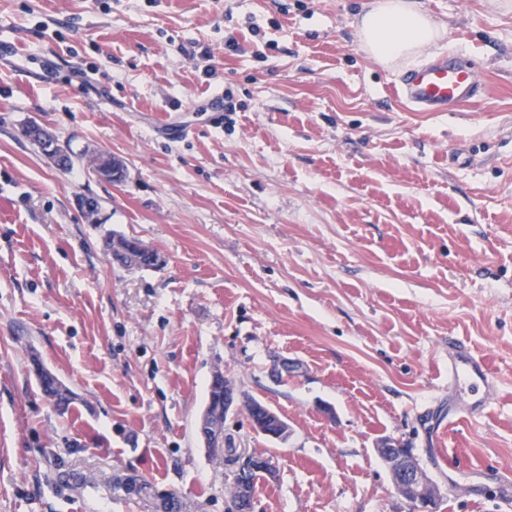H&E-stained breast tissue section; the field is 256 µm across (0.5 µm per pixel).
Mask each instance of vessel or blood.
I'll use <instances>...</instances> for the list:
<instances>
[{"instance_id":"vessel-or-blood-1","label":"vessel or blood","mask_w":512,"mask_h":512,"mask_svg":"<svg viewBox=\"0 0 512 512\" xmlns=\"http://www.w3.org/2000/svg\"><path fill=\"white\" fill-rule=\"evenodd\" d=\"M395 94L418 112H451L482 92L474 64L439 58L409 69L394 86ZM493 378L465 345L448 349V416L439 432H447L486 408Z\"/></svg>"}]
</instances>
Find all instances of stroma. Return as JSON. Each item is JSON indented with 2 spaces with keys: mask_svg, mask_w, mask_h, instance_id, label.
<instances>
[{
  "mask_svg": "<svg viewBox=\"0 0 512 512\" xmlns=\"http://www.w3.org/2000/svg\"><path fill=\"white\" fill-rule=\"evenodd\" d=\"M367 2L0 0V512L170 495L224 512L229 471L197 430L218 369L289 426L278 443L227 422L276 462L256 512H420L376 453L387 438L414 448L438 512H504L512 0H418L445 27L424 59L474 63L486 88L452 112L396 98L408 65L361 49ZM32 121L123 181L58 168ZM116 234L163 264L113 263ZM458 340L487 359L491 402L437 438ZM280 358L300 372L274 381ZM34 370L37 374L40 388L47 398H52L58 407L67 408L72 400L69 389L55 376L46 369L39 360H33Z\"/></svg>",
  "mask_w": 512,
  "mask_h": 512,
  "instance_id": "stroma-1",
  "label": "stroma"
}]
</instances>
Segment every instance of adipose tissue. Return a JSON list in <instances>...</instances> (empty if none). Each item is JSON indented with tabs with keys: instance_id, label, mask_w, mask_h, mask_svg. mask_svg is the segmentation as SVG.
Masks as SVG:
<instances>
[{
	"instance_id": "ef3b65f1",
	"label": "adipose tissue",
	"mask_w": 512,
	"mask_h": 512,
	"mask_svg": "<svg viewBox=\"0 0 512 512\" xmlns=\"http://www.w3.org/2000/svg\"><path fill=\"white\" fill-rule=\"evenodd\" d=\"M359 31L367 52L382 63L415 58L444 33L417 0H370Z\"/></svg>"
}]
</instances>
